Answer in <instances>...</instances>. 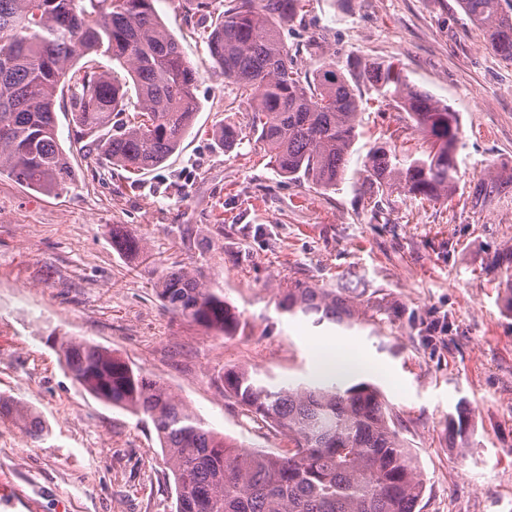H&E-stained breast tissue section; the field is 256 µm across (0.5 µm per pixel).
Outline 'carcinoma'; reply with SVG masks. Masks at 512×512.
Masks as SVG:
<instances>
[{"instance_id":"1","label":"carcinoma","mask_w":512,"mask_h":512,"mask_svg":"<svg viewBox=\"0 0 512 512\" xmlns=\"http://www.w3.org/2000/svg\"><path fill=\"white\" fill-rule=\"evenodd\" d=\"M303 2L228 0L205 38L224 80L251 100L250 127L270 166L285 178L336 187L358 137L362 97L355 84L363 78L380 98L407 112L424 136L421 147L401 155L385 142L373 147L364 160L368 191L428 202L450 198L457 183L458 114L411 85L394 64L368 62L345 72L329 61L303 73L281 38ZM457 4L491 49L512 62V12L501 0ZM78 47L93 59L76 69ZM100 57L118 63L127 77L114 76ZM198 78L153 0H0V171L34 191H61L72 183L69 158L58 143L59 95L67 98L77 138L111 165L132 174L158 167L192 129L200 109ZM240 135L228 117L213 132L226 151ZM112 238L130 253L142 249L131 234ZM156 293L173 314L208 330L231 336L241 328L236 308L190 271L163 273ZM278 307L315 327L349 328L357 314L343 291L299 281L284 291ZM63 354L89 394L151 420L174 479L176 512H416L423 496L417 456L371 382L268 386L245 368L224 370L218 376L224 396L288 440L282 454L245 452L111 349L68 340ZM0 419L35 441L47 434L31 408L2 395ZM448 429L468 441L463 408L448 414Z\"/></svg>"}]
</instances>
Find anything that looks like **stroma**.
<instances>
[{
	"label": "stroma",
	"mask_w": 512,
	"mask_h": 512,
	"mask_svg": "<svg viewBox=\"0 0 512 512\" xmlns=\"http://www.w3.org/2000/svg\"><path fill=\"white\" fill-rule=\"evenodd\" d=\"M154 6L200 73L201 108L179 151L139 174L99 165L59 104L58 140L75 171L68 190L36 192L0 172V395L48 428L30 443L0 421V486L9 492L0 512H176L152 424L74 381L62 351L70 337L118 351L209 428L267 452L286 438L225 399L219 373L243 367L270 385L362 376L381 389L419 458L417 512H512V283L491 267L512 246V62L456 0H306L283 31L301 71L328 59L397 63L459 116L452 200L369 199V149L422 144L407 113L360 83L359 137L342 182L325 190L283 178L248 127L249 104L208 53V20L191 0ZM228 117L242 129L230 152L212 135ZM116 224L145 255L113 246ZM171 268L222 292L242 329L224 336L165 309L156 284ZM298 280L351 285L361 323L330 329L282 314L278 299ZM335 342L357 351L359 372L346 370ZM459 404L471 424L465 446L448 432Z\"/></svg>",
	"instance_id": "35a3bbf8"
}]
</instances>
